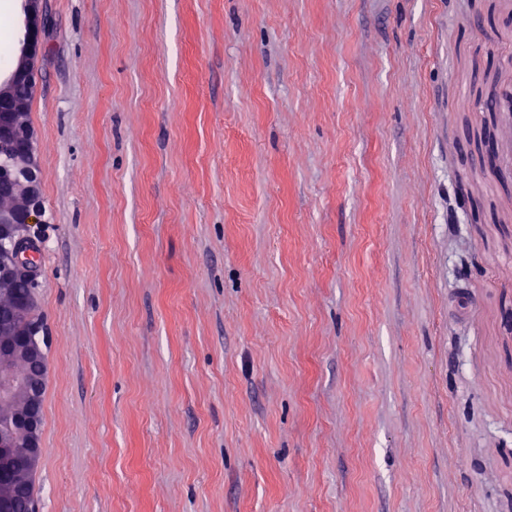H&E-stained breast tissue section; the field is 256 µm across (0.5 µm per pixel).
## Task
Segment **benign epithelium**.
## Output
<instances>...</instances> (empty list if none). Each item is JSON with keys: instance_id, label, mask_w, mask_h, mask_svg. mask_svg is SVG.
Returning a JSON list of instances; mask_svg holds the SVG:
<instances>
[{"instance_id": "1", "label": "benign epithelium", "mask_w": 512, "mask_h": 512, "mask_svg": "<svg viewBox=\"0 0 512 512\" xmlns=\"http://www.w3.org/2000/svg\"><path fill=\"white\" fill-rule=\"evenodd\" d=\"M22 38L15 66L0 79V182L11 188V199L0 202V287L17 279L37 288L28 263L31 227L42 214V170L35 135L27 119L28 99L34 94L36 62L43 49V0H21ZM42 314L37 294L16 299L0 315V512H11L12 490L32 482L43 447L41 417L47 379Z\"/></svg>"}]
</instances>
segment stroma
Returning <instances> with one entry per match:
<instances>
[{
    "mask_svg": "<svg viewBox=\"0 0 512 512\" xmlns=\"http://www.w3.org/2000/svg\"><path fill=\"white\" fill-rule=\"evenodd\" d=\"M39 512H512V0H43Z\"/></svg>",
    "mask_w": 512,
    "mask_h": 512,
    "instance_id": "stroma-1",
    "label": "stroma"
}]
</instances>
